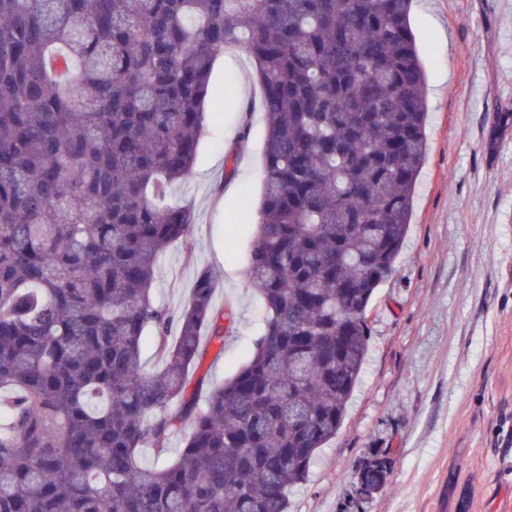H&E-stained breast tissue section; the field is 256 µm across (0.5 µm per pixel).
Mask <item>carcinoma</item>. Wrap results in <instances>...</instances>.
Masks as SVG:
<instances>
[{"mask_svg":"<svg viewBox=\"0 0 512 512\" xmlns=\"http://www.w3.org/2000/svg\"><path fill=\"white\" fill-rule=\"evenodd\" d=\"M412 2L0 0V512H289L409 231L427 155ZM242 45L267 125L248 262L264 315L200 400L201 333L224 341L232 314L207 270L177 319L152 287L192 242L171 192L213 63ZM178 431L175 460L146 464ZM390 465L374 448L357 476L381 490Z\"/></svg>","mask_w":512,"mask_h":512,"instance_id":"obj_1","label":"carcinoma"}]
</instances>
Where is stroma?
Here are the masks:
<instances>
[{
  "label": "stroma",
  "instance_id": "stroma-1",
  "mask_svg": "<svg viewBox=\"0 0 512 512\" xmlns=\"http://www.w3.org/2000/svg\"><path fill=\"white\" fill-rule=\"evenodd\" d=\"M411 26L429 85L412 224L371 301L367 364L343 426L293 489L291 512H512V126L496 124L512 113V0H416ZM261 100L245 48L216 59L198 161L174 193L195 213L192 244L163 254L153 287L177 315L198 273L214 276L233 323L190 373L210 385L246 360L263 314L248 274ZM373 448L390 451L387 485L357 502L353 483Z\"/></svg>",
  "mask_w": 512,
  "mask_h": 512
}]
</instances>
